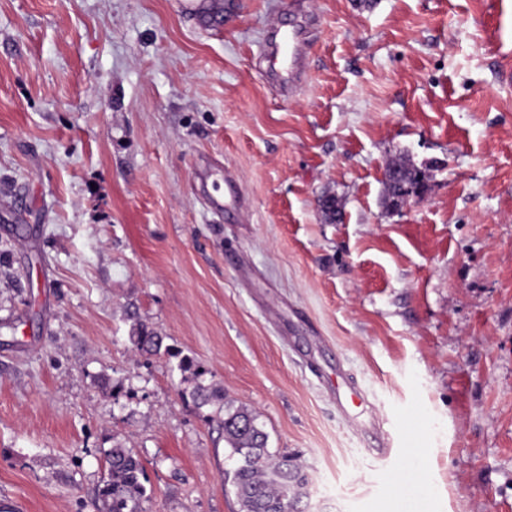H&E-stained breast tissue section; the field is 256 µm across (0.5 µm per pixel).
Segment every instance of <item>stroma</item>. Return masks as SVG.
Listing matches in <instances>:
<instances>
[{"label": "stroma", "mask_w": 512, "mask_h": 512, "mask_svg": "<svg viewBox=\"0 0 512 512\" xmlns=\"http://www.w3.org/2000/svg\"><path fill=\"white\" fill-rule=\"evenodd\" d=\"M223 3L0 0V494L99 512L120 442L145 512H239L218 404L144 324L309 512H394L416 461L430 512H512V0ZM299 16L291 88L264 40ZM399 157L429 191L392 212ZM207 10L203 11L204 7L200 3H195V0H189L185 7L190 13L194 14L196 19L211 25H219L222 19V2L220 0H213ZM136 351L142 356H155L161 354L163 337L158 336L153 330L141 325L133 336ZM178 367L183 372L192 371V374L196 378V384L192 391L193 398L198 402L200 406H206L216 400H224V394L221 389L215 387L212 384L205 385L201 377L205 374L202 369L194 368L193 360L189 357H182L178 362Z\"/></svg>", "instance_id": "obj_1"}]
</instances>
